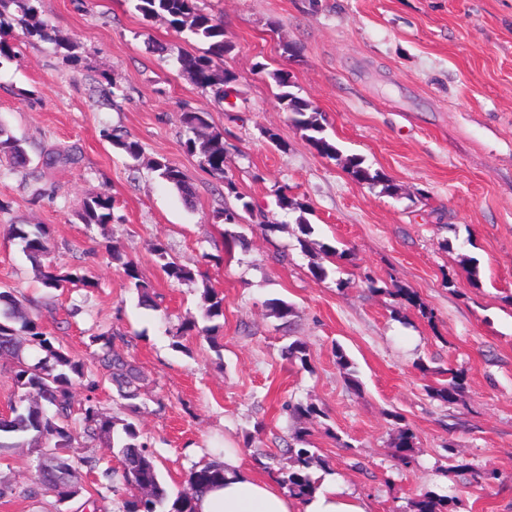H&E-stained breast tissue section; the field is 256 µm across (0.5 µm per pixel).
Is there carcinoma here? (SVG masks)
I'll return each instance as SVG.
<instances>
[{
	"instance_id": "cac0c4a2",
	"label": "carcinoma",
	"mask_w": 512,
	"mask_h": 512,
	"mask_svg": "<svg viewBox=\"0 0 512 512\" xmlns=\"http://www.w3.org/2000/svg\"><path fill=\"white\" fill-rule=\"evenodd\" d=\"M135 11L145 18H163L178 33H187L197 40L208 43L203 55L182 53L176 58L181 72L187 74L197 85L211 90L215 100L222 102L226 88L235 81V75L224 72L219 63L231 54L234 46L224 39V25L214 15L198 6V0H130ZM42 0H0V58H9L12 47L4 35L13 23H22L30 38L55 44L65 50V56L79 59V45L69 39H61L55 29L40 20ZM280 89L279 99L295 124L307 132L308 141L318 152L329 158L338 157L339 150L326 135L325 117L308 100L291 90L288 74L281 70L271 73ZM207 112H183L180 122L189 137L184 142L186 150L200 158L213 173L224 176V132L211 126ZM111 143L115 151L134 160L141 157L138 142L114 135ZM0 157L12 168H24L31 157L23 144L0 124ZM41 167L55 168L61 163L75 161L73 155L46 150L41 153ZM151 170L189 202L194 191L185 173L169 164L165 158L151 161ZM346 170L359 183L383 184L385 190L392 189L386 175L371 172L356 156L346 159ZM228 193L235 195L241 206L229 207L217 214L227 226L239 225L242 214H253L254 205L236 193V185L227 179ZM77 219L88 226L105 227L112 223V199L97 194L85 199ZM14 234L22 244V251L31 263L37 279L48 290H59L68 284L91 288L95 282L81 268L66 269L50 259L52 250L50 232L43 224H17ZM151 252L169 279L177 282L194 279L195 272L188 266L174 261L162 243H154ZM124 273L139 298V304L156 308L151 286L140 278L136 263H123ZM204 318L213 321L224 315V298L214 288L206 287L202 292ZM206 335L211 348L221 353L218 341V325L198 328L194 323L180 327L182 335L196 330ZM121 335L102 332L90 337L95 346L93 355L100 367V374L91 377L85 371L83 361L73 357L58 338L45 331L43 326L26 312L22 302L10 290H0V359L11 363V381L14 387L9 402L10 413L0 418V451L26 447L36 454V477L24 490V496L36 498L48 490H55L63 501L81 494L83 484L73 465L69 449L78 440L88 444L106 441L108 447L117 449L119 467L108 468L101 473L105 483L102 487L114 494L124 496L123 512H196L195 499L198 493L224 483V464L221 462H199L187 475L188 490L171 495L160 479L159 472L148 451L147 443L140 440V432L134 416L141 406L143 377L134 362L119 349L116 342ZM283 357L293 363L308 365V346L296 339L283 348ZM112 384L118 398L130 417L114 419L100 411L95 392L100 383ZM80 386L86 391L84 401L75 402L74 389ZM462 388V377L451 373L448 382L434 389V394L452 405ZM291 417L307 421L322 414L312 404L287 403L284 406ZM79 416L80 427L72 425L74 416ZM410 429L399 430L397 443L400 464H410ZM290 465L278 470L279 483L288 489L289 495L305 498L319 487L313 478L312 467L316 452L310 448H288ZM448 496L432 492L421 494L411 503V512H445Z\"/></svg>"
}]
</instances>
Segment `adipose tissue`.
<instances>
[{
  "label": "adipose tissue",
  "mask_w": 512,
  "mask_h": 512,
  "mask_svg": "<svg viewBox=\"0 0 512 512\" xmlns=\"http://www.w3.org/2000/svg\"><path fill=\"white\" fill-rule=\"evenodd\" d=\"M224 483L201 493L197 512H370L369 503L336 480L322 481L304 501L283 493L274 479L257 476L235 448L224 451Z\"/></svg>",
  "instance_id": "adipose-tissue-1"
}]
</instances>
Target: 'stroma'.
<instances>
[{
    "label": "stroma",
    "mask_w": 512,
    "mask_h": 512,
    "mask_svg": "<svg viewBox=\"0 0 512 512\" xmlns=\"http://www.w3.org/2000/svg\"><path fill=\"white\" fill-rule=\"evenodd\" d=\"M201 6L235 46L224 60L236 77L228 104L177 67L179 53L203 54L206 43L144 19L130 0H43V19L78 41L77 62L26 38L23 25L8 34L14 55L0 61V123L32 162L15 172L0 163V286L88 371L96 369L90 335H123L144 378L136 422L171 492L186 490L191 466L222 457L228 442L256 471L271 458L287 463L297 424L282 405L302 401L322 411L305 424L320 475L367 498L373 512H408L427 491L451 494L448 512H512V0ZM276 70L323 113L339 159L318 154L293 123ZM194 111L224 130L237 193L276 227L267 237L243 224L248 249L227 239L217 218L236 194L184 146L179 116ZM113 132L140 143V160L113 150ZM47 149L75 160L42 171L36 160ZM159 155L188 176L192 205L149 169ZM351 155L394 191L355 182L344 166ZM280 189L307 209L309 250L297 243V212L276 204ZM99 193L114 203L103 229L75 216ZM17 224L48 226L58 265L83 268L95 287L45 290L13 236ZM155 242L192 267L194 281L167 279ZM325 244L344 257L325 259ZM124 258L137 263L159 311L138 307ZM316 261L327 278L310 274ZM366 272L377 290L362 282ZM207 285L224 295L223 350L197 335L175 350L181 323H205ZM396 287L413 290L431 317L397 303ZM273 299L294 305L290 322L272 314ZM297 338L309 348L305 368L281 356ZM340 349L350 369L338 364ZM450 369L463 377L452 405L430 392ZM402 424L414 435L407 469L394 447ZM484 468L498 471L494 484L474 482ZM33 476L29 449L0 453V482L16 490L0 512H89L95 476H83L84 494L63 504L52 491L25 498Z\"/></svg>",
    "instance_id": "1"
}]
</instances>
